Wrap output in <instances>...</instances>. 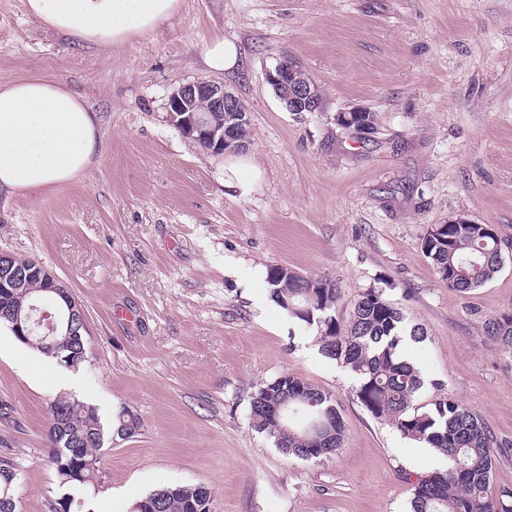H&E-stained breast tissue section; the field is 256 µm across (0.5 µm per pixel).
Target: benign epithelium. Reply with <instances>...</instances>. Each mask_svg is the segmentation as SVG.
Listing matches in <instances>:
<instances>
[{
	"instance_id": "7a95c632",
	"label": "benign epithelium",
	"mask_w": 512,
	"mask_h": 512,
	"mask_svg": "<svg viewBox=\"0 0 512 512\" xmlns=\"http://www.w3.org/2000/svg\"><path fill=\"white\" fill-rule=\"evenodd\" d=\"M266 80L273 88L279 100L288 106L290 112H320L322 101L320 90L315 82L296 76V68L283 61L266 74ZM241 99L227 90L224 84L207 79H197L182 84L172 90L168 97L169 122L187 139L204 140L214 145L224 146L234 143L233 133L215 120V112H240ZM18 256L0 251V288H15L21 281L37 277L43 280L45 288L42 295L51 293L62 298L55 302L54 311H42L38 317L32 313L37 306L32 304L29 313L21 315L17 312L12 316L10 329L18 339L31 343L34 327L42 329L37 338L38 344L58 362L75 364V355L70 348L59 345L55 341L56 333L65 319L78 322V326L86 328V314L82 306L75 300L69 290L59 288V279L35 263L23 269L14 265Z\"/></svg>"
}]
</instances>
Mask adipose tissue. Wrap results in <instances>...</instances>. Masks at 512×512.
<instances>
[{
  "label": "adipose tissue",
  "instance_id": "1",
  "mask_svg": "<svg viewBox=\"0 0 512 512\" xmlns=\"http://www.w3.org/2000/svg\"><path fill=\"white\" fill-rule=\"evenodd\" d=\"M180 0H27L29 12L82 43L118 46L161 28ZM101 145L97 115L62 81L26 75L0 84V192L45 199L78 178ZM262 176L252 158L224 161V189L252 195Z\"/></svg>",
  "mask_w": 512,
  "mask_h": 512
}]
</instances>
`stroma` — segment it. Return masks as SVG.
<instances>
[{"label":"stroma","mask_w":512,"mask_h":512,"mask_svg":"<svg viewBox=\"0 0 512 512\" xmlns=\"http://www.w3.org/2000/svg\"><path fill=\"white\" fill-rule=\"evenodd\" d=\"M235 40L238 71L203 51ZM318 85L320 112H288L266 81L282 57ZM48 74L86 96L99 160L45 200L0 194V250L31 257L86 314V359L49 361L0 330V459L21 473L20 512L60 497L48 462V405L71 393L112 438L85 512H133L150 492L203 485L212 512H407L417 477L447 466L373 418L353 374L271 299L260 270L283 265L369 287L427 331L412 359L470 407L499 448L490 489L512 490V353L485 321L512 312V0H182L160 31L113 48L46 30L26 0H0V84ZM223 83L248 107L253 194L224 193L223 156L167 119L179 85ZM363 108L359 142L335 114ZM493 225L500 271L449 290L421 247L434 224ZM293 374L329 392L345 434L336 455L304 461L251 428L250 396Z\"/></svg>","instance_id":"obj_1"}]
</instances>
